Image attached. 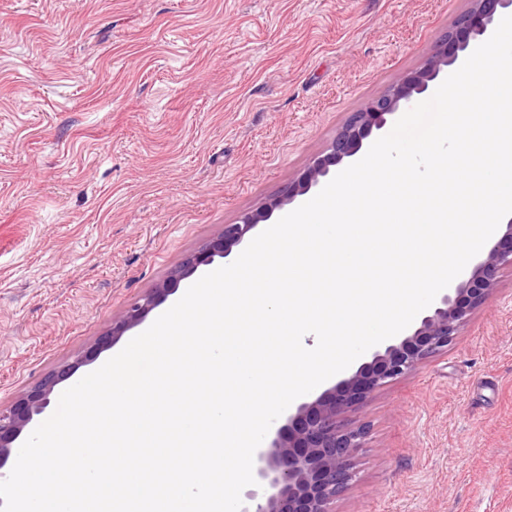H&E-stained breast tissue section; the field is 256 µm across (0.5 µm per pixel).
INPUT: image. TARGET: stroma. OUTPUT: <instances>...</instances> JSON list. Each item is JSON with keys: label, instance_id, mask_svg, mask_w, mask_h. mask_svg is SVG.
Segmentation results:
<instances>
[{"label": "stroma", "instance_id": "obj_1", "mask_svg": "<svg viewBox=\"0 0 512 512\" xmlns=\"http://www.w3.org/2000/svg\"><path fill=\"white\" fill-rule=\"evenodd\" d=\"M469 0H0V407L418 69ZM344 418L335 512H512V269Z\"/></svg>", "mask_w": 512, "mask_h": 512}]
</instances>
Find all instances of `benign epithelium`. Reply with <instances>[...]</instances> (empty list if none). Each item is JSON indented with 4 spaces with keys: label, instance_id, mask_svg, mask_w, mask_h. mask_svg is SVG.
Listing matches in <instances>:
<instances>
[{
    "label": "benign epithelium",
    "instance_id": "benign-epithelium-1",
    "mask_svg": "<svg viewBox=\"0 0 512 512\" xmlns=\"http://www.w3.org/2000/svg\"><path fill=\"white\" fill-rule=\"evenodd\" d=\"M508 11L512 12V0H471L470 8L456 19L420 68L403 74L383 94L351 113L326 153L315 157L280 195L244 213L238 222L224 225L210 244L187 256L167 280L132 303L102 336V345L114 344L141 324L182 279L213 264L217 257L229 256L248 233L270 220L275 211L319 187L331 168L356 156L364 141L382 131L388 120L406 111L448 70L463 64L471 43L486 37L497 19ZM506 266L512 267V220L501 238L486 247L469 275L444 295L409 335L375 351L371 361L315 400L298 404L295 412L270 433L265 446L255 452L258 489L245 494L242 512H333L336 496L354 476L352 459L365 435L364 427L344 422L346 410L447 349L471 311L492 298L499 274ZM88 362L89 357L82 356L41 380L9 408L0 409V478L13 443L34 416L49 406L56 386Z\"/></svg>",
    "mask_w": 512,
    "mask_h": 512
}]
</instances>
